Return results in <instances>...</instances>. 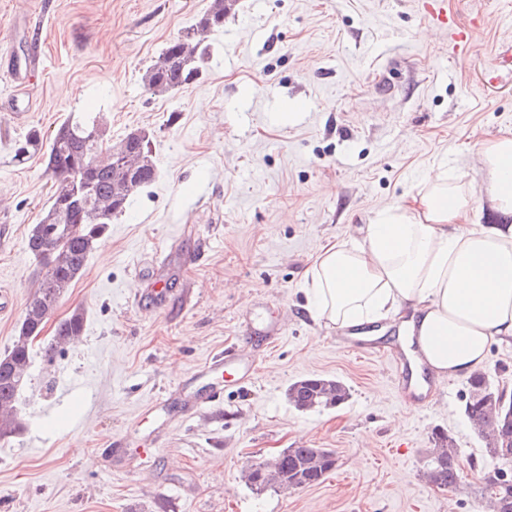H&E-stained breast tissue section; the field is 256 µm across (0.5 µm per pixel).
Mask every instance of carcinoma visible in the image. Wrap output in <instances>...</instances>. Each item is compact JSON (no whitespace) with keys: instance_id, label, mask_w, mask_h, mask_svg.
Returning a JSON list of instances; mask_svg holds the SVG:
<instances>
[{"instance_id":"carcinoma-1","label":"carcinoma","mask_w":512,"mask_h":512,"mask_svg":"<svg viewBox=\"0 0 512 512\" xmlns=\"http://www.w3.org/2000/svg\"><path fill=\"white\" fill-rule=\"evenodd\" d=\"M235 4L226 0H211L209 7L196 19L187 32L170 41L143 75L146 90L164 95L189 84L200 74L206 48L203 37L224 28V22ZM150 133L134 129L117 144L107 138V127L99 117L69 115L55 133L44 141L38 129L24 137L14 148V159L21 162L42 154L47 172L54 179V190L45 206L41 221L32 225L27 246L39 264L55 261V272L39 279L30 293L18 335L11 349L3 356L7 365L0 366V438L10 437L23 428L17 404L13 403L17 382L30 376L31 334L40 329L57 309L61 299L79 278L88 259L106 233L113 217L130 205L135 191L125 186L120 169L113 157L140 175L139 187L156 178V167L149 149ZM83 172L91 199L89 208L74 198V178ZM84 329V309L73 307L70 315L55 327L46 352L53 355L64 349ZM470 395L464 413L476 435L485 443L487 454L497 458L495 437L485 433L487 424L494 423L500 437L512 440V399L500 392L482 373L469 380ZM349 389L339 379L308 377L288 388V399L300 411L331 408L344 403ZM425 471L426 479L439 488H454L460 481L458 467L449 461L454 440L447 434L435 437ZM336 468V454L326 448H288L279 464V474L250 486L261 495L271 489H283L292 481L298 488L316 485ZM482 499L494 502L498 498L512 500V487L503 488L495 477L485 478L480 490Z\"/></svg>"}]
</instances>
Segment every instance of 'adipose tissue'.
Instances as JSON below:
<instances>
[{"mask_svg":"<svg viewBox=\"0 0 512 512\" xmlns=\"http://www.w3.org/2000/svg\"><path fill=\"white\" fill-rule=\"evenodd\" d=\"M479 194L512 215V134L482 144ZM438 171L405 202L378 210L361 238L328 245L308 271L321 325L400 323L434 383L469 376L494 343L512 341V224L460 232L473 201Z\"/></svg>","mask_w":512,"mask_h":512,"instance_id":"obj_1","label":"adipose tissue"}]
</instances>
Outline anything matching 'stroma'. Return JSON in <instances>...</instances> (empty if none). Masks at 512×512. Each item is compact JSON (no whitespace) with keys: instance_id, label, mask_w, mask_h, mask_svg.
Masks as SVG:
<instances>
[{"instance_id":"obj_1","label":"stroma","mask_w":512,"mask_h":512,"mask_svg":"<svg viewBox=\"0 0 512 512\" xmlns=\"http://www.w3.org/2000/svg\"><path fill=\"white\" fill-rule=\"evenodd\" d=\"M481 15L466 54L417 0H237L201 73L164 96L146 68L210 0H0V54L38 44L42 74L19 92L0 74V355L43 269L26 247L53 181L19 163L29 130L103 114L109 135L152 132L157 176L114 217L108 262L90 256L32 344L23 429L0 439V512H481L495 467L452 378L405 408L391 362L320 327L306 272L323 246L415 194L437 166L480 191L481 143L512 132V87L481 75L512 42L505 0H447ZM29 100L9 112L14 95ZM86 311L79 346L47 359L55 325ZM283 318L248 385L208 359L247 328ZM333 377L350 390L301 412L289 386ZM220 390V403L193 408ZM454 437L465 476H422L432 438ZM287 448L335 451L318 485L252 493L248 463Z\"/></svg>"}]
</instances>
